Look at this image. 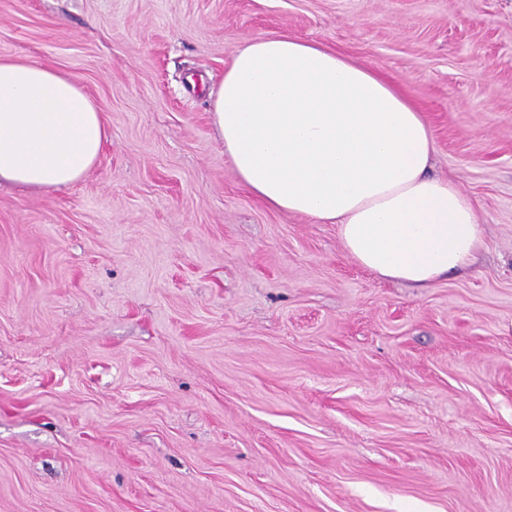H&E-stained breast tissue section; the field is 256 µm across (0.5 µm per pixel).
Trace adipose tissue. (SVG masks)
Instances as JSON below:
<instances>
[{
    "label": "adipose tissue",
    "instance_id": "ef3b65f1",
    "mask_svg": "<svg viewBox=\"0 0 512 512\" xmlns=\"http://www.w3.org/2000/svg\"><path fill=\"white\" fill-rule=\"evenodd\" d=\"M208 94L240 183L273 209L337 225L359 265L429 288L473 262L477 209L429 175V127L379 71L316 43L259 35ZM107 137L102 107L70 76L0 58V182L68 186Z\"/></svg>",
    "mask_w": 512,
    "mask_h": 512
}]
</instances>
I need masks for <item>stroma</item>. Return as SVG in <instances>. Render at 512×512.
<instances>
[{"label": "stroma", "instance_id": "35a3bbf8", "mask_svg": "<svg viewBox=\"0 0 512 512\" xmlns=\"http://www.w3.org/2000/svg\"><path fill=\"white\" fill-rule=\"evenodd\" d=\"M280 33L423 113L468 273L382 280L240 184L206 89ZM0 56L109 125L0 186V512H512V0H0Z\"/></svg>", "mask_w": 512, "mask_h": 512}]
</instances>
